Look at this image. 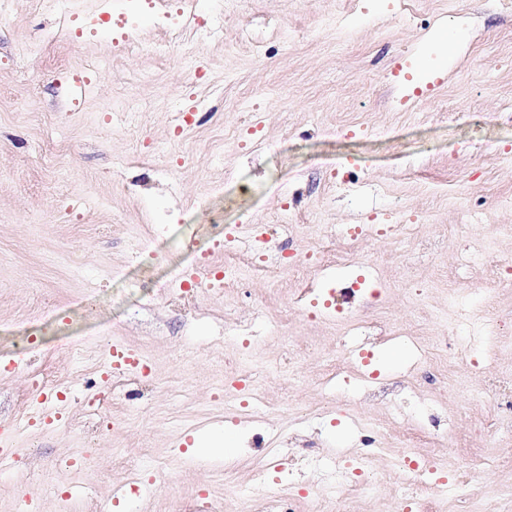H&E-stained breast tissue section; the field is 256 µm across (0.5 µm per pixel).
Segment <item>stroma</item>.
Masks as SVG:
<instances>
[{"instance_id": "obj_1", "label": "stroma", "mask_w": 512, "mask_h": 512, "mask_svg": "<svg viewBox=\"0 0 512 512\" xmlns=\"http://www.w3.org/2000/svg\"><path fill=\"white\" fill-rule=\"evenodd\" d=\"M196 11L220 32L162 56L149 13L128 50L101 0H0V433L14 449L0 512L27 495L43 512H248L270 495L293 512H397L395 462L419 429L416 455L444 472L492 461L468 499L444 493L433 512L501 500L512 415L480 390L512 372V340L473 326L512 322V235L498 231L512 225L498 205L512 195V0ZM117 100L131 123L114 122ZM220 224L269 227L264 270L173 296L183 269L223 265ZM358 224L379 230L347 236ZM476 238L492 260L462 262ZM319 249L350 262L288 275ZM470 335L478 363L449 364L441 347ZM116 344L148 370L107 387ZM246 352L265 376L243 391ZM336 356L339 378L321 384ZM218 429L238 453L193 451ZM362 454L383 477L373 499L314 469Z\"/></svg>"}]
</instances>
